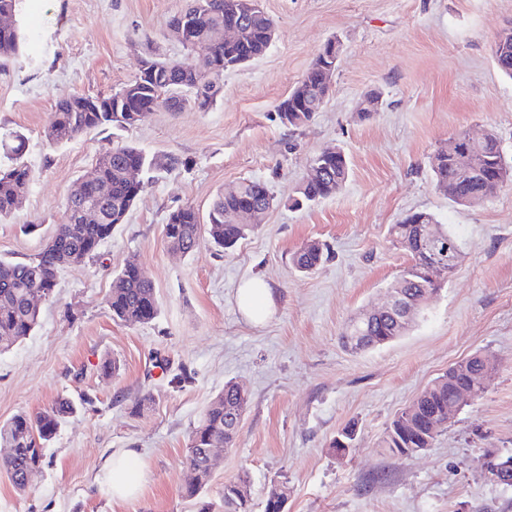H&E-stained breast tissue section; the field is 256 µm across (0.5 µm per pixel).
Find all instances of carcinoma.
Here are the masks:
<instances>
[{"instance_id":"carcinoma-1","label":"carcinoma","mask_w":512,"mask_h":512,"mask_svg":"<svg viewBox=\"0 0 512 512\" xmlns=\"http://www.w3.org/2000/svg\"><path fill=\"white\" fill-rule=\"evenodd\" d=\"M184 10L192 12L196 23V43L186 47L187 58L173 61L145 58L146 69L123 86V95L116 92L108 97L74 96L58 101L45 127V137L55 143H66L97 128L128 129L137 125V121L124 108L153 102L170 112H180L188 106L206 111L219 97L224 71L256 59L270 46L269 30L275 23L262 7L248 13L243 10V0H185ZM226 26L236 29L230 43L214 38V33ZM22 43L18 28L0 29V66L15 58ZM498 68L512 79L509 40L500 49ZM327 69H336V63L329 52L320 51L304 79L278 106L283 125L299 129L320 111L330 90V84L324 81ZM16 140L18 144L12 147L13 164L0 167V219L19 207L33 184L32 171L21 161L23 139L18 135ZM317 158L322 175L295 192L304 204L335 195L349 177L344 151L319 154ZM177 164L175 158L161 164L129 144L102 153L96 160L100 194L72 193L66 202L63 221L32 260L0 261V352L21 343L38 327L41 312L32 306L31 296L51 298L61 269L74 258L96 257L101 244L112 235V229L125 223L146 187L144 179L135 182L130 178V170L135 168L144 174ZM430 169L436 185L460 205L472 198L489 196L496 189L498 179L512 180V163L505 159L499 142L473 143L465 133L457 135L454 148L440 149L433 154ZM271 198L273 194L267 184L243 180L237 189L215 195L208 212L211 220L205 224L191 205L172 211L165 224V237L185 254L195 251L205 236L214 246L231 250L250 231L239 223L242 213L265 209ZM427 215L426 211L411 212L389 228L392 242L409 256L408 264L390 288L400 300L421 313L443 287V283H435L429 277L433 256L430 243L441 250L455 249L459 254L463 250L447 227L439 224L432 229L422 222L421 218ZM326 259V248L315 241L298 248L292 262L298 272L310 274ZM107 305L113 319L132 325L150 323L160 313L156 289L142 276L134 259L126 261L118 272ZM411 326L412 322L391 314L360 313L347 324L342 340L350 351L363 352L394 341ZM487 365L485 356L475 354L450 367L391 422L385 432L384 447L392 452L404 449L412 455L418 448L433 447L440 432L448 426V411L460 395L472 389L478 395L484 391ZM247 405V393L234 382L225 383L224 390L212 399L188 437L184 496L195 498L203 492L213 468L203 449L215 443L234 447L238 433L235 422L242 419ZM72 410V404L62 400L35 415L19 413L0 425V469L10 475L18 491H26L30 475L45 465V443L54 438ZM224 512H250L246 481L224 485Z\"/></svg>"}]
</instances>
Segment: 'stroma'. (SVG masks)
Returning <instances> with one entry per match:
<instances>
[{
    "label": "stroma",
    "instance_id": "obj_1",
    "mask_svg": "<svg viewBox=\"0 0 512 512\" xmlns=\"http://www.w3.org/2000/svg\"><path fill=\"white\" fill-rule=\"evenodd\" d=\"M261 3L276 37L248 65L225 71L211 109L159 108L130 129L54 144L44 128L59 100L119 91L149 54L186 58L167 36L184 0H21L12 22L25 41L0 71V133L24 134L34 182L21 208L0 220V259L25 262L41 251L76 183L107 149L131 144L179 164L151 173L98 257L60 271L33 335L0 353V424L60 399L75 406L28 493L0 470V512H198L242 478L251 512H263L276 484L288 489L284 512H512V487L478 466L487 449L512 452V182L463 206L429 167L443 144L487 126L512 160V79L494 61L512 0ZM333 38L343 52L324 106L306 127L284 126L279 103ZM373 91L381 105L363 115ZM329 147L346 154L347 182L292 207L313 157ZM245 179L267 183L277 203L234 250L206 241L190 255L171 250L164 227L174 209L190 204L207 218L214 195ZM412 211L451 229L465 258L405 335L352 353L342 331L386 302L408 262L388 229ZM309 241L330 257L304 275L291 257ZM132 257L161 304L148 324L113 320L105 304ZM254 277L275 299L261 324L236 305ZM477 353L493 364L487 387L434 446L412 457L383 448L392 420ZM106 360L117 365L108 376ZM183 369L190 382L174 386ZM229 381L249 397L236 444L218 451L200 497H183L189 432ZM349 424L357 435L340 456L330 442ZM129 449L146 481L137 498L118 501L103 466Z\"/></svg>",
    "mask_w": 512,
    "mask_h": 512
}]
</instances>
